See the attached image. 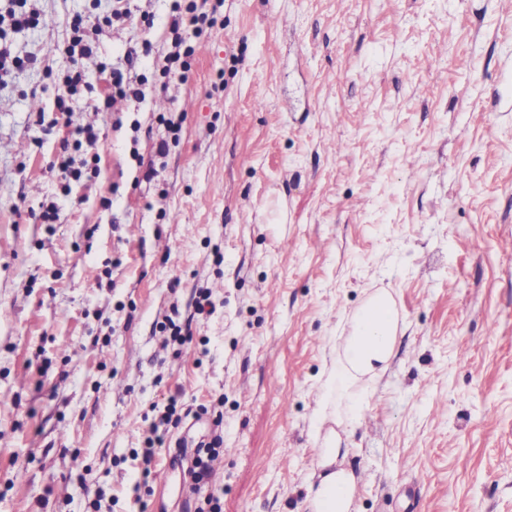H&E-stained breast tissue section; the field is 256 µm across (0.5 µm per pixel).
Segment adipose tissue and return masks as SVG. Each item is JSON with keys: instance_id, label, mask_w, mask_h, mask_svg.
I'll return each mask as SVG.
<instances>
[{"instance_id": "1", "label": "adipose tissue", "mask_w": 512, "mask_h": 512, "mask_svg": "<svg viewBox=\"0 0 512 512\" xmlns=\"http://www.w3.org/2000/svg\"><path fill=\"white\" fill-rule=\"evenodd\" d=\"M398 321L390 293L382 290L371 294L349 318L347 334L336 346L330 367L320 376L315 424L320 427L330 421L334 427L328 429L319 450L317 479L307 486L313 512H350L355 476L342 463L346 451L340 446L335 427L341 423L357 424L359 401L354 388L359 382L374 380L387 371Z\"/></svg>"}]
</instances>
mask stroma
Segmentation results:
<instances>
[{
	"instance_id": "obj_1",
	"label": "stroma",
	"mask_w": 512,
	"mask_h": 512,
	"mask_svg": "<svg viewBox=\"0 0 512 512\" xmlns=\"http://www.w3.org/2000/svg\"><path fill=\"white\" fill-rule=\"evenodd\" d=\"M112 4L9 35L39 65L0 87V512H197L170 459L216 430L223 512H310L318 378L377 290L399 330L341 436L351 512H512V0H196L219 24L183 83L174 0L72 61ZM105 67L140 94L99 112ZM102 30V22L91 15L77 14L70 25V38L67 51L82 58L92 56L96 37Z\"/></svg>"
}]
</instances>
